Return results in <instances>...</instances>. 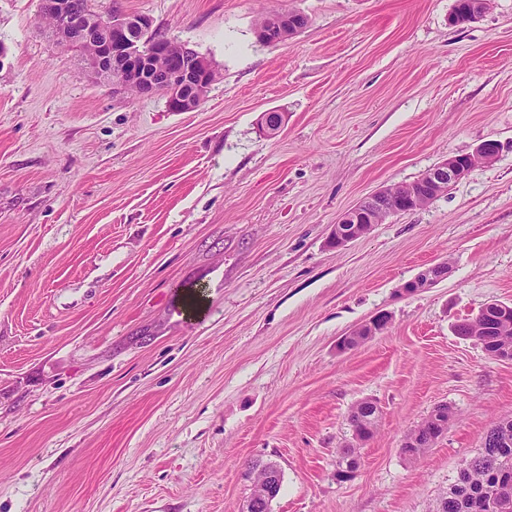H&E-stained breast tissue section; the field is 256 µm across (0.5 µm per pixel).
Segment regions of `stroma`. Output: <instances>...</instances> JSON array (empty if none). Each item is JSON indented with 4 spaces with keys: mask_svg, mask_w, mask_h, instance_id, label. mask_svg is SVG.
Returning a JSON list of instances; mask_svg holds the SVG:
<instances>
[{
    "mask_svg": "<svg viewBox=\"0 0 512 512\" xmlns=\"http://www.w3.org/2000/svg\"><path fill=\"white\" fill-rule=\"evenodd\" d=\"M454 4L94 0L215 64L204 104L172 112L96 80L41 0H0V512H242L258 462L282 474L271 512H434L512 419V361L454 331L512 304V0L460 25ZM274 11L308 23L260 44ZM487 140L493 162L329 247L361 199ZM364 398L378 428L340 482ZM440 404L444 435L405 457ZM450 267L447 261L435 264L422 270L417 277L405 282L401 290L405 294H414L424 288H430L439 280L445 278L449 273ZM389 323L390 316L387 313H378L348 336H343L338 342L337 347L340 351L354 349L359 346L363 336H366L367 339H370L382 333L384 328L387 327ZM359 332L362 335H359Z\"/></svg>",
    "mask_w": 512,
    "mask_h": 512,
    "instance_id": "1",
    "label": "stroma"
}]
</instances>
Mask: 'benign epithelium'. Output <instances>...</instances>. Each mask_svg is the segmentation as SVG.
Here are the masks:
<instances>
[{
  "label": "benign epithelium",
  "mask_w": 512,
  "mask_h": 512,
  "mask_svg": "<svg viewBox=\"0 0 512 512\" xmlns=\"http://www.w3.org/2000/svg\"><path fill=\"white\" fill-rule=\"evenodd\" d=\"M43 12L51 20L49 29L65 44L92 45V52L86 56V68L97 78L112 85V92L125 94L134 89L143 97L161 94L166 98L172 112H192L204 102L210 87L218 78L214 65L184 44L170 39L149 41L142 34L152 28V20L140 14H114L112 18H100L82 11L74 0H43ZM301 20L284 13L272 14L264 24L256 27L255 35L261 44H276L280 39H269L264 34V26L275 24L281 28H299ZM286 117L277 111L263 113L260 129L267 137L278 134L284 127ZM499 153V144L488 140L477 146L473 152L450 156L420 177L428 191L436 192L460 181L478 164L492 162ZM417 193L413 186L403 185L398 194L388 189H380L361 200L355 207L346 211L333 225L329 245L343 250L350 243L368 233L375 225L388 217L418 210ZM448 262L444 261L422 270L417 277L405 282L401 290L414 294L429 288L449 273ZM494 309L498 320L508 325L512 323V305L501 302L486 304L472 318L465 319L473 332L470 339L482 346L479 334L487 329L485 311ZM390 323V316L378 313L351 334L338 342V349L347 351L359 346L362 339L372 338L383 332ZM450 412L448 405L435 406L425 418L433 437L438 440L448 427ZM260 479L254 484L252 494L246 501L243 512H255L263 508L269 510L272 499L270 487L278 480L276 467L269 464L258 465Z\"/></svg>",
  "instance_id": "obj_1"
}]
</instances>
